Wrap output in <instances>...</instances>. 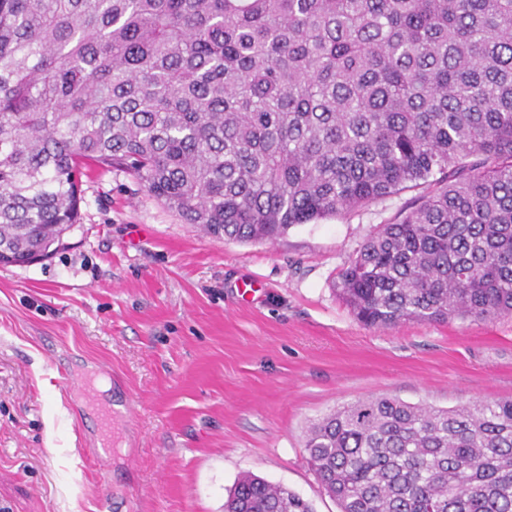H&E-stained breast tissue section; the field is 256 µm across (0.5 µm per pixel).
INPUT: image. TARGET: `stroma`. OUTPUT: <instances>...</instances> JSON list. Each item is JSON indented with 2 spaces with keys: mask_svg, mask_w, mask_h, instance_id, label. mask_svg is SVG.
<instances>
[{
  "mask_svg": "<svg viewBox=\"0 0 512 512\" xmlns=\"http://www.w3.org/2000/svg\"><path fill=\"white\" fill-rule=\"evenodd\" d=\"M83 190L64 249L0 266V512H224L245 472L338 512L308 464L312 421L380 395L512 398V316L376 329L335 291L417 191L255 244L204 235L124 170ZM102 364L119 426L108 473L80 390Z\"/></svg>",
  "mask_w": 512,
  "mask_h": 512,
  "instance_id": "35a3bbf8",
  "label": "stroma"
}]
</instances>
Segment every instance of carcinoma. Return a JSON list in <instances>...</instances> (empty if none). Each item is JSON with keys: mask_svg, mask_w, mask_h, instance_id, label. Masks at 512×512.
Returning <instances> with one entry per match:
<instances>
[{"mask_svg": "<svg viewBox=\"0 0 512 512\" xmlns=\"http://www.w3.org/2000/svg\"><path fill=\"white\" fill-rule=\"evenodd\" d=\"M114 169L251 243L427 186L339 297L377 328L512 315V0H0V264ZM305 448L340 512H512L511 398L371 397ZM224 512L314 508L247 473Z\"/></svg>", "mask_w": 512, "mask_h": 512, "instance_id": "1", "label": "carcinoma"}]
</instances>
